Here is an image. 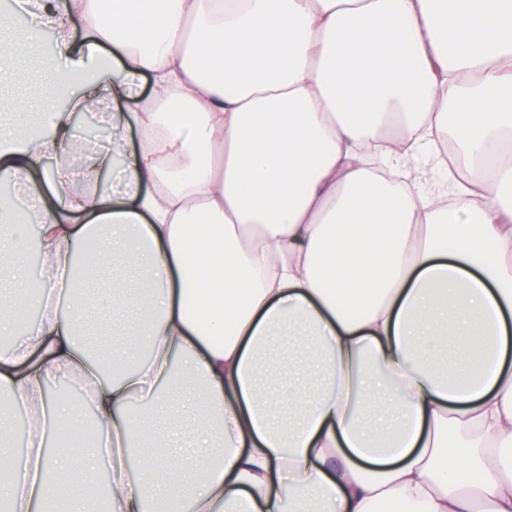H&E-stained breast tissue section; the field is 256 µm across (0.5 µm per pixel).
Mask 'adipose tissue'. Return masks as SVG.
I'll use <instances>...</instances> for the list:
<instances>
[{
  "label": "adipose tissue",
  "mask_w": 512,
  "mask_h": 512,
  "mask_svg": "<svg viewBox=\"0 0 512 512\" xmlns=\"http://www.w3.org/2000/svg\"><path fill=\"white\" fill-rule=\"evenodd\" d=\"M27 2L40 128H0V178L36 217L0 204V273L42 319L0 302V441L3 416L33 413L24 455L0 459L6 512H55L60 488L133 456L108 512H512V0ZM102 107L108 153L61 164L73 113ZM448 130L465 172L427 181ZM95 167L119 189L72 191ZM91 244L147 254L129 336L126 277L101 310L80 301ZM86 328L113 361L131 340L151 357L104 371ZM285 334L284 359L313 362L304 399L260 373ZM74 369L89 395L51 398ZM68 418L98 437L85 459L44 452Z\"/></svg>",
  "instance_id": "1"
}]
</instances>
